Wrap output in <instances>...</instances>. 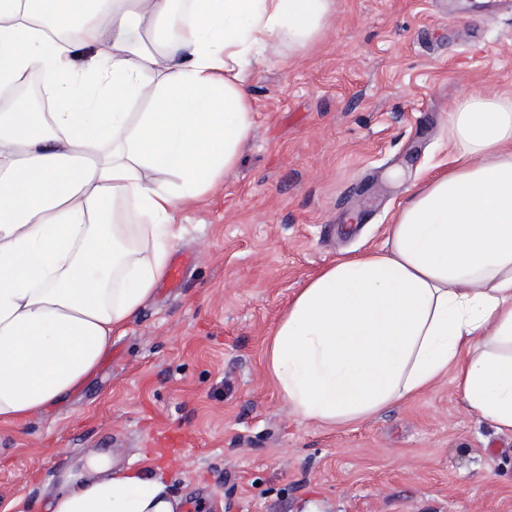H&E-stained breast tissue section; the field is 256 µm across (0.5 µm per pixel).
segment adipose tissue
Returning <instances> with one entry per match:
<instances>
[{"label":"adipose tissue","instance_id":"obj_1","mask_svg":"<svg viewBox=\"0 0 512 512\" xmlns=\"http://www.w3.org/2000/svg\"><path fill=\"white\" fill-rule=\"evenodd\" d=\"M188 2L0 0V87L36 69L54 95L0 114V426L70 393L150 302L175 213L250 134L253 59L308 49L336 16V0ZM448 131L454 165L410 192L384 245L326 266L272 330L266 366L301 420L354 424L450 373L512 430V105L458 102ZM179 508L162 472L95 460L53 512Z\"/></svg>","mask_w":512,"mask_h":512}]
</instances>
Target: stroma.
<instances>
[{
  "instance_id": "obj_1",
  "label": "stroma",
  "mask_w": 512,
  "mask_h": 512,
  "mask_svg": "<svg viewBox=\"0 0 512 512\" xmlns=\"http://www.w3.org/2000/svg\"><path fill=\"white\" fill-rule=\"evenodd\" d=\"M336 0L306 53L248 71L253 128L222 190L178 212L188 265L56 404L0 427V512H53L91 456L164 469L182 512H512V431L452 378L346 426L301 421L265 341L299 288L381 248L448 159L455 103L512 91V7Z\"/></svg>"
}]
</instances>
